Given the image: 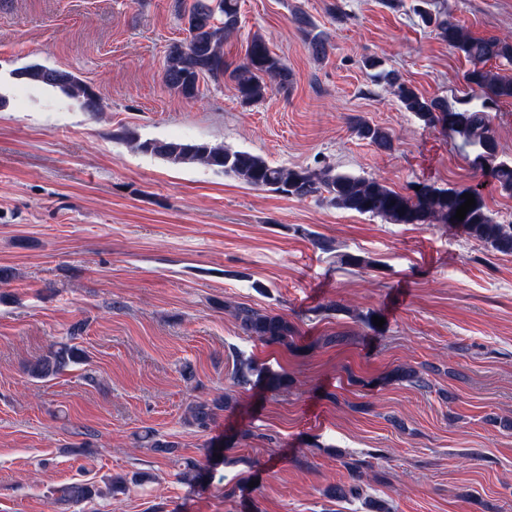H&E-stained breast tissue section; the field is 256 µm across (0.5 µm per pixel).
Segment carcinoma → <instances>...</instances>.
Here are the masks:
<instances>
[{"label": "carcinoma", "instance_id": "1", "mask_svg": "<svg viewBox=\"0 0 512 512\" xmlns=\"http://www.w3.org/2000/svg\"><path fill=\"white\" fill-rule=\"evenodd\" d=\"M177 14L187 25L186 41L172 45L165 56L163 82L170 90L192 99L199 94V80L207 76L215 82L229 78L238 98L253 104L267 97L275 86L290 81L286 63L273 54L265 39L253 34L246 45L245 58L240 64L226 59L224 43L239 31L238 0H175ZM422 22L434 26L436 36L449 47L463 53L472 68L466 73L473 95L456 105L441 98H426L394 73L382 75L393 95L405 111L426 127L441 126L448 135L459 140V148L475 153L474 162L490 176L497 187L512 193V163L498 160L497 140L489 122L488 102L512 99V77H503L488 69L490 62L512 63V41L498 36H474L455 20H439L426 10H419ZM296 22L305 32L312 56L319 60L327 54L324 36L314 32L310 19L298 14ZM17 79L57 89L78 100L87 112L101 110L100 99L91 86L71 73L41 64H31L14 72ZM356 136L384 152L393 150L392 134L362 116L350 117ZM139 152L151 154L176 165L201 164L216 172L237 179L253 188L287 197L319 201L345 211L380 217L390 224H448L457 227L467 237L480 242L486 249L502 255H512V224H503L487 207L483 184L438 187L422 183L420 189L410 185L408 191H396L376 177L356 176L336 170L332 165L318 169L274 166L262 157L246 150H235L222 144L182 140H140L127 138ZM474 196L476 204L464 220L454 219L456 209L465 199ZM231 314L243 333L266 345L290 348L294 345L296 328L282 315H272L248 305L231 307ZM84 358L83 351L66 343L56 345L32 364L28 372L37 379L55 377ZM427 367L400 364L387 375L390 383H408L421 389L430 388L425 378ZM233 380L239 386L253 382L267 391L278 393L288 388L285 371H272L257 366L250 358L236 362ZM230 406L225 397L194 399L186 407L184 420L191 427L207 431L215 424L218 414ZM139 442L156 451L172 454L173 442L157 437L151 431L138 437ZM371 464L357 460L351 467L352 483L332 490L336 498L358 497L361 482L368 477ZM125 489L121 477H110L104 487L76 481L56 490L60 504L80 505L100 496L116 497Z\"/></svg>", "mask_w": 512, "mask_h": 512}]
</instances>
